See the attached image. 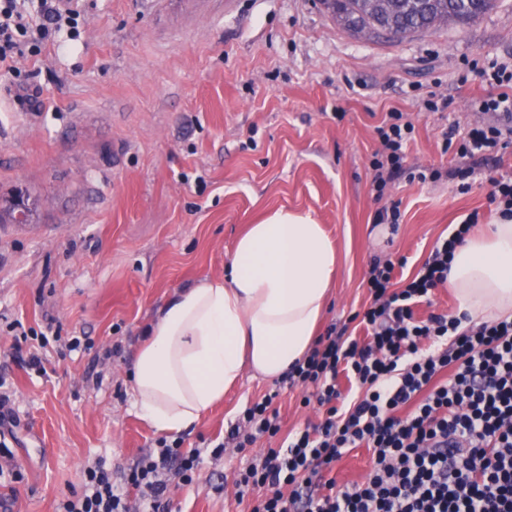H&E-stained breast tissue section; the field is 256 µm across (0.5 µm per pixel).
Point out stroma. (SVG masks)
Returning <instances> with one entry per match:
<instances>
[{
	"instance_id": "1",
	"label": "stroma",
	"mask_w": 512,
	"mask_h": 512,
	"mask_svg": "<svg viewBox=\"0 0 512 512\" xmlns=\"http://www.w3.org/2000/svg\"><path fill=\"white\" fill-rule=\"evenodd\" d=\"M84 5L76 37L19 61L29 87L0 81V377L20 473L0 485V512H59L85 467L117 472L155 448L128 376L143 332L181 288L224 273L248 225L279 209L324 224L338 266L320 329L360 336L370 265L404 256L412 274L466 214L493 223L481 178L512 166V144L460 163L442 139L477 121L469 69L512 56V0L399 42L346 31L318 0ZM433 92L447 109L427 108ZM394 109L415 128L407 167L468 176L402 174L376 195L374 128ZM392 204L399 224L375 223ZM50 323L60 335L42 340ZM269 394L283 431L321 417L310 389L245 373L182 432L201 463L191 484L172 482L169 512H246L235 476L270 440L211 451Z\"/></svg>"
}]
</instances>
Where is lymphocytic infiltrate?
Wrapping results in <instances>:
<instances>
[{"label": "lymphocytic infiltrate", "instance_id": "1", "mask_svg": "<svg viewBox=\"0 0 512 512\" xmlns=\"http://www.w3.org/2000/svg\"><path fill=\"white\" fill-rule=\"evenodd\" d=\"M79 16L78 0H0V76L18 77L17 60L41 54ZM480 76L489 90L473 99L476 111L511 113L512 59L490 60ZM413 132L396 110L377 127L379 148L370 162L376 192L404 173ZM505 139L512 141L511 126L443 134L445 148L461 160L479 158ZM478 220L470 213L437 240L403 284H396L395 269L406 258L374 262L365 338L319 337L287 373L292 383L313 387L323 418L289 432L238 474L240 494L262 491L251 512H512V319L467 326L459 316L415 314L447 284L454 252ZM341 374L350 383L345 393L336 383ZM280 430L265 398L242 412L227 439L244 448ZM181 446L158 440L120 484L105 461L87 467L83 492L68 498L63 512H133L134 490L150 512H160L167 474L187 484L200 464L197 453H181ZM360 447L373 462L362 482L340 490L323 480V470Z\"/></svg>", "mask_w": 512, "mask_h": 512}]
</instances>
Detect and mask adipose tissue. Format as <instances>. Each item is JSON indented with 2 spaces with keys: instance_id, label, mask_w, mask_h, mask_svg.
I'll use <instances>...</instances> for the list:
<instances>
[{
  "instance_id": "ef3b65f1",
  "label": "adipose tissue",
  "mask_w": 512,
  "mask_h": 512,
  "mask_svg": "<svg viewBox=\"0 0 512 512\" xmlns=\"http://www.w3.org/2000/svg\"><path fill=\"white\" fill-rule=\"evenodd\" d=\"M336 267V249L311 217L280 209L249 225L223 276L179 291L149 329L133 363L137 415L177 434L199 424L244 371L286 374L314 344ZM448 286L470 314H512V219L457 248Z\"/></svg>"
}]
</instances>
